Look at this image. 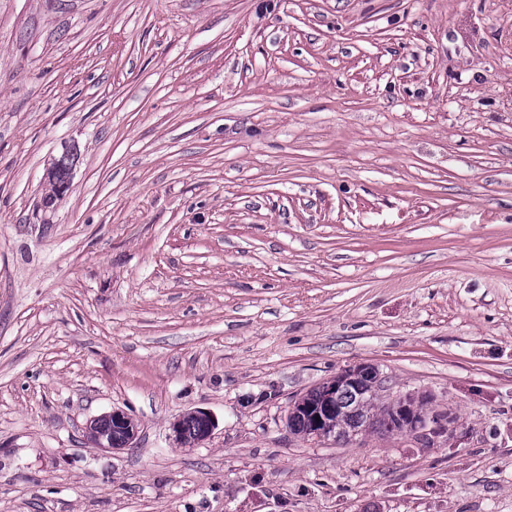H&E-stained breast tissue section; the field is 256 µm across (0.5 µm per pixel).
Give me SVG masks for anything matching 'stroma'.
<instances>
[{"mask_svg":"<svg viewBox=\"0 0 512 512\" xmlns=\"http://www.w3.org/2000/svg\"><path fill=\"white\" fill-rule=\"evenodd\" d=\"M0 512H512V0H0ZM366 383L374 385L377 389L387 388L386 378L377 368L371 365H358L345 369L336 376L309 390L304 397L297 398L291 405L288 414L287 425L290 431L298 434H306L304 421L298 416L304 417L308 423L306 437L315 441H325L336 437V441H346L365 430V426L352 429L346 435L339 432L336 435L338 417L347 412L348 406L353 403L359 407L364 398L362 386ZM321 391V397L315 401ZM306 398L307 400H304ZM319 417V420H316ZM368 398V408L366 410V416L368 419L367 428H371L374 431H378L381 433L393 434L394 432H403L404 430H408V425L410 421L401 417L396 412V401L393 400L388 403L386 406L382 407V413L379 415L375 413L378 408L379 397L377 395V391H374L372 395L367 394ZM410 431H415V428L409 429ZM87 431L93 436L97 447L117 449L124 447L134 439L137 427L135 424L133 425L132 418L126 412L117 409L91 420ZM117 432L123 433L125 438L122 434L114 436L113 448L112 434ZM193 415H190V413L183 416L182 422L181 419L177 420L172 425V433L173 438L176 442L182 444L183 441H191L195 440V443H200L204 440H206L212 433L214 429V421L212 417L202 411H194L191 412ZM197 419H196V418ZM199 421V422H198ZM200 423V426H199ZM199 427V430H198ZM198 431V434H197ZM184 432L186 433L185 440H184ZM197 435V438L195 439Z\"/></svg>","mask_w":512,"mask_h":512,"instance_id":"stroma-1","label":"stroma"}]
</instances>
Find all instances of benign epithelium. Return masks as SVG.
<instances>
[{"label": "benign epithelium", "mask_w": 512, "mask_h": 512, "mask_svg": "<svg viewBox=\"0 0 512 512\" xmlns=\"http://www.w3.org/2000/svg\"><path fill=\"white\" fill-rule=\"evenodd\" d=\"M369 383L378 389L386 388V378L371 365H358L346 369L320 384L321 397L310 402L302 397L291 405V412L304 417L308 423L306 437L315 441H325L336 437L338 417L347 412L349 405L359 406L364 398L362 386ZM193 415L200 423L195 442L206 440L214 429L212 417L202 411ZM87 431L99 448H112V435L121 432L126 442H131L137 432L132 418L117 409L90 421Z\"/></svg>", "instance_id": "benign-epithelium-1"}]
</instances>
